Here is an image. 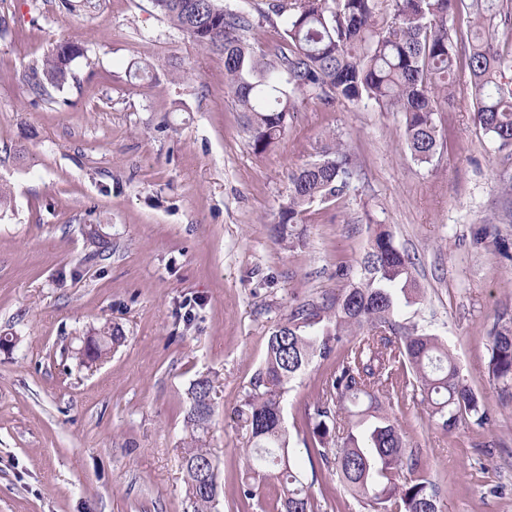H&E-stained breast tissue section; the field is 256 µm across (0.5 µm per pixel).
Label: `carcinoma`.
Listing matches in <instances>:
<instances>
[{
	"instance_id": "obj_1",
	"label": "carcinoma",
	"mask_w": 512,
	"mask_h": 512,
	"mask_svg": "<svg viewBox=\"0 0 512 512\" xmlns=\"http://www.w3.org/2000/svg\"><path fill=\"white\" fill-rule=\"evenodd\" d=\"M380 0H269L260 16L279 29L280 41L258 53L250 38L254 23L221 0H152L170 27L199 49L224 59V86L245 114L250 146L261 154L288 130L298 103L312 96L325 105L338 100L371 101L381 112H400L405 143L414 160L429 164L440 152L438 112L454 99L458 55L448 36V17L461 0H389L391 23L378 22ZM69 11L92 14L98 0H61ZM468 53L476 124L499 148L512 147V60L495 44L498 27L512 25L500 0H470ZM87 57L74 41L57 44L25 75L30 94L53 99L75 78L72 64ZM358 171L349 145L333 137L314 160L288 173V191L276 241H299L296 226L316 201L340 198ZM338 293L291 308L267 338L266 356L237 408L248 430L245 473L236 488L244 506L263 496L271 512H320L305 483L301 461L284 423L289 385L316 361L336 359V368L307 417L302 443L313 448L320 468L360 498L366 512H441L439 486L428 474L423 449L411 445L383 412L387 397L410 396L427 406L430 425L444 432L464 420L483 427L489 411L461 376L438 336L400 319L416 303L420 288L408 254L393 235L375 234L360 265ZM125 340L118 326L104 325L87 337L88 365L105 360ZM489 373L512 382V325L488 336ZM212 381L194 380L185 410L182 469L186 492L197 512L223 492L207 438L213 415Z\"/></svg>"
}]
</instances>
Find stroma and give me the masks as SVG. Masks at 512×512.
I'll return each mask as SVG.
<instances>
[{"instance_id":"obj_1","label":"stroma","mask_w":512,"mask_h":512,"mask_svg":"<svg viewBox=\"0 0 512 512\" xmlns=\"http://www.w3.org/2000/svg\"><path fill=\"white\" fill-rule=\"evenodd\" d=\"M0 15V181L12 192L0 214V336L12 341L0 350V512H194L181 439L201 376L213 382L216 512H260L237 507L249 432L235 407L271 328L335 294L337 266H356L379 227L424 291L405 319L447 340L491 420L445 434L408 398L390 416L426 451L442 512H512V394L489 374L487 350L493 326L512 320V152L475 124L465 67L438 115L446 141L433 164L412 158L401 113L316 99L258 155L223 59L170 28L152 0H100L89 17L61 0H0ZM71 39L93 65L77 60L55 102L36 99L25 73ZM145 57L153 77L130 76ZM333 136L360 174L337 201L312 204L300 243L281 247L269 228L288 173ZM106 324L126 341L88 367L78 351ZM332 370L316 363L292 383L295 439Z\"/></svg>"}]
</instances>
